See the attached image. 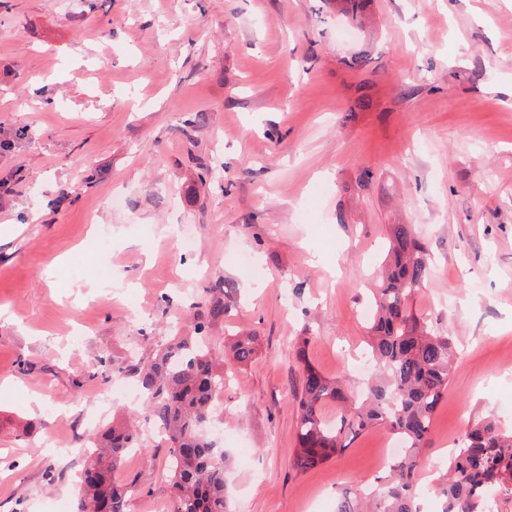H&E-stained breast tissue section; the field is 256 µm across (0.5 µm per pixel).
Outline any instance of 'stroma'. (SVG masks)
I'll use <instances>...</instances> for the list:
<instances>
[{"label":"stroma","instance_id":"stroma-1","mask_svg":"<svg viewBox=\"0 0 512 512\" xmlns=\"http://www.w3.org/2000/svg\"><path fill=\"white\" fill-rule=\"evenodd\" d=\"M393 224L425 238L414 306L457 352L418 475L438 512L469 419L512 427V0H372L359 22L336 0H0V512H74L86 434L145 418L101 397L137 388L123 366L170 324L193 335L215 286L214 352L257 338L209 430L231 512H336L374 485L384 429L292 469L295 343L352 389L369 377L355 359ZM148 444L120 477L158 512L168 449Z\"/></svg>","mask_w":512,"mask_h":512}]
</instances>
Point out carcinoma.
Masks as SVG:
<instances>
[{
    "mask_svg": "<svg viewBox=\"0 0 512 512\" xmlns=\"http://www.w3.org/2000/svg\"><path fill=\"white\" fill-rule=\"evenodd\" d=\"M386 260L371 290L374 315L366 327L369 356L378 372L361 399H350L339 380L306 360L308 338L296 351L302 367L295 393V472L326 463L373 428H388L403 445L372 497L365 502L346 490L336 512H421L416 474L454 365L451 336L433 329L413 310L415 295L431 275L426 243L413 225H391ZM202 308L195 335H176L160 345L155 357L118 368L139 378L148 420L169 448L171 512H229L224 453L205 434L214 402L224 392V361L212 352L208 336L209 326L224 318L221 289H208ZM255 341L251 335L237 337L230 345L232 360L250 362ZM328 404L338 410L334 421L323 415ZM86 442L77 512H129L135 485L120 481L117 474L128 449L149 451L139 427L114 423L88 434ZM439 481L440 512H487L490 493H512V431L489 417L469 424Z\"/></svg>",
    "mask_w": 512,
    "mask_h": 512,
    "instance_id": "carcinoma-1",
    "label": "carcinoma"
}]
</instances>
